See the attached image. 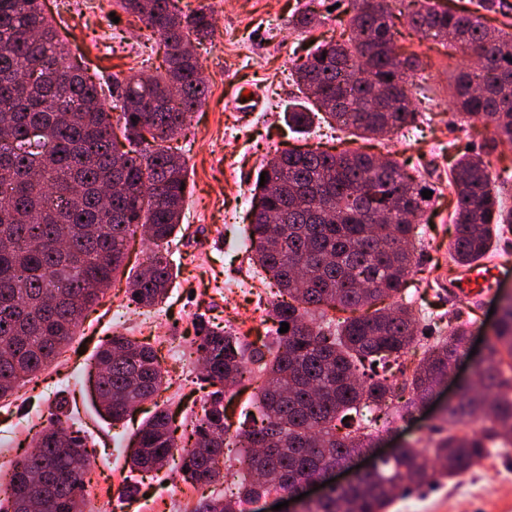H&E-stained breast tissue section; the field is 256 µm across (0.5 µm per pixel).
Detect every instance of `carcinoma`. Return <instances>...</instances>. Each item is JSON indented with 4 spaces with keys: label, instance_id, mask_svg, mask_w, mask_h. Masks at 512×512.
<instances>
[{
    "label": "carcinoma",
    "instance_id": "carcinoma-1",
    "mask_svg": "<svg viewBox=\"0 0 512 512\" xmlns=\"http://www.w3.org/2000/svg\"><path fill=\"white\" fill-rule=\"evenodd\" d=\"M164 47V71L97 82L48 17L41 0H0V399L50 365L85 313L123 267L126 244L141 235L155 250L127 279L129 303L152 308L173 280L167 245L180 229L188 167L164 146L181 134L206 98L203 66L192 48L214 36L212 15L178 0H119ZM308 0L289 23L307 31L323 15ZM347 0L354 37L317 46L293 76L310 107L288 113L302 128L318 112L327 124L371 138L395 134L417 119L418 64L397 53L390 0L362 9ZM482 0L468 11L421 0L409 24L426 38L474 56L459 71L450 102L465 117L493 124L512 142V33L491 28ZM118 113L112 120V113ZM129 148H119V139ZM246 234L264 279L280 298L269 316L286 322L252 348L200 316L194 322L211 387L180 471L194 488L224 480L228 425L224 398L237 383L258 384L260 416L235 433L241 449L236 492L206 498L195 512H243V505L321 474L373 447L364 411L380 412L396 393L425 403L448 379L470 335L465 323L438 337L414 366L400 362L417 343L418 319L396 300L416 265V219L425 187L395 159L377 163L359 151L293 148L262 168ZM456 197L450 257L458 266L486 258L512 209L491 188L488 164L464 155L451 169ZM388 298L392 303L374 308ZM350 312L336 318L328 311ZM512 297L501 304L488 356L434 426L429 448L405 443L356 483L334 488L306 512H388L397 494L451 479L479 466L500 440H512ZM402 382L391 380L392 369ZM93 390L102 415L117 424L165 381L154 348L116 332L95 354ZM53 421L16 459L0 512H86L90 458L82 437L69 447ZM176 443L172 413L156 407L134 433L128 463L162 470Z\"/></svg>",
    "mask_w": 512,
    "mask_h": 512
}]
</instances>
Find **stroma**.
Returning <instances> with one entry per match:
<instances>
[{
	"instance_id": "stroma-1",
	"label": "stroma",
	"mask_w": 512,
	"mask_h": 512,
	"mask_svg": "<svg viewBox=\"0 0 512 512\" xmlns=\"http://www.w3.org/2000/svg\"><path fill=\"white\" fill-rule=\"evenodd\" d=\"M65 0H45L47 11L62 22V33L85 57L89 74L105 71L126 79L162 66L164 51L141 36L138 18L126 14L115 0H97L92 10H66ZM328 14L311 33L290 28L288 21L299 0H190L192 7L211 8L216 31L198 46L208 83L205 101L193 112L185 134L172 147L185 155L187 192L181 230L170 244L177 277L165 303L156 308L129 307L126 277L118 275L98 305L91 308L70 346L59 358L11 397L0 400V465L19 457L23 446L47 425L57 401H64L66 427L81 430L87 445L102 461L87 498L93 512H194L209 489L182 482L174 466L156 474L129 471L125 459L136 428L153 412L145 401L125 424L112 425L98 413L89 374L97 346L122 320L127 336L151 343L157 350L169 386L159 399L175 413L178 447L189 443V423L201 412L206 391L198 376L202 361L194 344L193 323L204 315L249 338L265 335L270 326L266 309L273 290L258 279L251 253L244 249V226L253 205L257 170L277 151L293 146L332 153L359 150L408 161L419 171L433 195L421 219L422 243L416 248L418 267L407 278L403 301L425 313L418 324L421 344L446 334L455 320L469 323L472 338L454 371L426 405L411 416L391 422L378 420L376 452L405 442L430 447L441 405L467 378L474 360L469 349L484 351L494 323L491 306L512 293V265L505 267L496 290L481 305L450 292L448 279L457 268L448 257L453 236L451 213L455 195L450 169L465 152L489 163L492 186L512 207V146L496 143L491 124L466 118L449 106V84L463 63L459 52L423 37L407 23L411 0H391L394 41L400 53L416 55L420 90L417 125L398 134L362 140L314 120L305 131L293 130L288 114L302 102L292 76L293 62L321 41L339 39L337 0H321ZM253 87L258 110L241 111L240 87ZM254 279L255 287L225 292V284ZM137 485L126 496V485ZM390 512H512V446L491 449L482 464L440 485L397 498Z\"/></svg>"
}]
</instances>
